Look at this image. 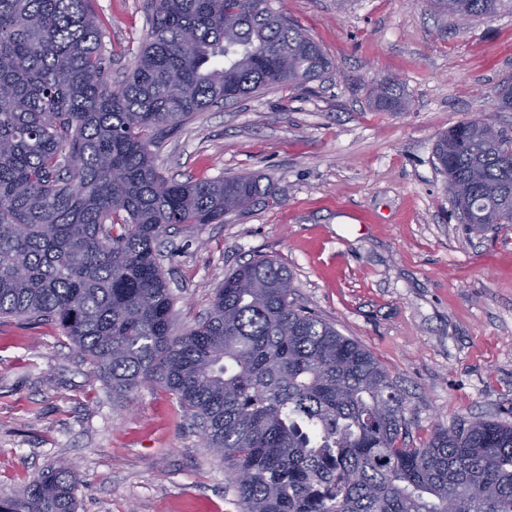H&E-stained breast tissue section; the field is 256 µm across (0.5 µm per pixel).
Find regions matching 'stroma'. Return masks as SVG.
Listing matches in <instances>:
<instances>
[{"instance_id":"stroma-1","label":"stroma","mask_w":512,"mask_h":512,"mask_svg":"<svg viewBox=\"0 0 512 512\" xmlns=\"http://www.w3.org/2000/svg\"><path fill=\"white\" fill-rule=\"evenodd\" d=\"M332 63L303 87L197 114L158 152L163 176L254 175L277 202L159 240L173 331L205 317L225 276L268 256L296 301L367 348L406 400L410 440L463 419L512 425V224L474 234L434 158L439 133L482 117L512 84V11L459 28L426 0H271ZM146 0H92L111 80L131 70ZM400 79L406 111H376L373 83ZM68 460L76 512H242L231 471L156 384L113 398L53 323L0 319V491Z\"/></svg>"}]
</instances>
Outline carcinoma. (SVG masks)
I'll list each match as a JSON object with an SVG mask.
<instances>
[{"instance_id": "obj_1", "label": "carcinoma", "mask_w": 512, "mask_h": 512, "mask_svg": "<svg viewBox=\"0 0 512 512\" xmlns=\"http://www.w3.org/2000/svg\"><path fill=\"white\" fill-rule=\"evenodd\" d=\"M430 4L465 25L512 0ZM148 24L114 83L91 0H0V317L57 324L114 396L163 384L230 465L243 512H512V426L476 417L410 447L403 392L296 303L276 261L225 277L209 314L173 335L163 232L276 196L246 175L166 178L159 139L331 62L270 0H149ZM372 100L408 107L391 78ZM434 157L472 230L512 224L511 137L488 141L463 120ZM76 488L75 469L57 466L0 492V512H75Z\"/></svg>"}]
</instances>
